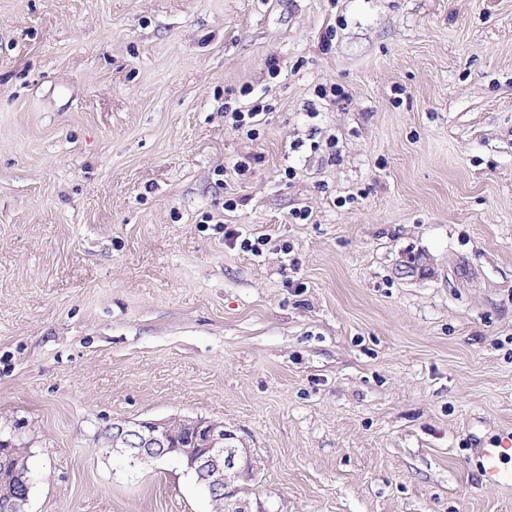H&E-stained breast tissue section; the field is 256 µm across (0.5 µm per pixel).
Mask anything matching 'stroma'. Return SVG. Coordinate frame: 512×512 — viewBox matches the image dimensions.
I'll use <instances>...</instances> for the list:
<instances>
[{"label": "stroma", "mask_w": 512, "mask_h": 512, "mask_svg": "<svg viewBox=\"0 0 512 512\" xmlns=\"http://www.w3.org/2000/svg\"><path fill=\"white\" fill-rule=\"evenodd\" d=\"M184 416L266 512H512L479 454L512 428V0H0L28 512H213L104 440Z\"/></svg>", "instance_id": "1"}]
</instances>
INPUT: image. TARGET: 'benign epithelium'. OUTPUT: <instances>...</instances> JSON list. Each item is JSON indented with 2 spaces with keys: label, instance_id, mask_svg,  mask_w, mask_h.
<instances>
[{
  "label": "benign epithelium",
  "instance_id": "obj_1",
  "mask_svg": "<svg viewBox=\"0 0 512 512\" xmlns=\"http://www.w3.org/2000/svg\"><path fill=\"white\" fill-rule=\"evenodd\" d=\"M112 447L128 448L141 457L160 449L184 459L198 477V484L221 494L224 512H265L262 505L237 494V483L254 476L250 459L243 456L237 436L221 421L184 417L169 421H118L112 424ZM0 453L10 463L0 467V512L16 508L18 469L24 452L9 440L0 441Z\"/></svg>",
  "mask_w": 512,
  "mask_h": 512
}]
</instances>
